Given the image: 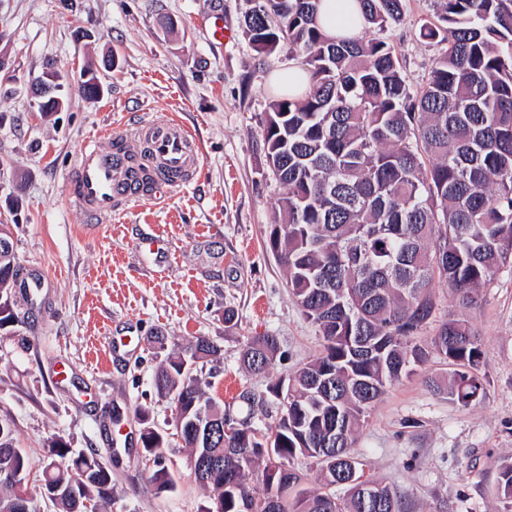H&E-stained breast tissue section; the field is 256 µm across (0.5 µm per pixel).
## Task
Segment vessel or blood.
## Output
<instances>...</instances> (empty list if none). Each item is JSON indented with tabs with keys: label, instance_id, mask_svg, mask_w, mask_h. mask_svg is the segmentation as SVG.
Listing matches in <instances>:
<instances>
[{
	"label": "vessel or blood",
	"instance_id": "obj_1",
	"mask_svg": "<svg viewBox=\"0 0 512 512\" xmlns=\"http://www.w3.org/2000/svg\"><path fill=\"white\" fill-rule=\"evenodd\" d=\"M111 148L85 144L70 180V196L92 222L111 218L118 201L159 199L168 187L193 181L200 148L175 119L144 125L135 140L116 135Z\"/></svg>",
	"mask_w": 512,
	"mask_h": 512
}]
</instances>
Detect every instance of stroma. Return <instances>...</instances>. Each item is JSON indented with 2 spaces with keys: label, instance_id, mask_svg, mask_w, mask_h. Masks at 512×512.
Instances as JSON below:
<instances>
[{
  "label": "stroma",
  "instance_id": "35a3bbf8",
  "mask_svg": "<svg viewBox=\"0 0 512 512\" xmlns=\"http://www.w3.org/2000/svg\"><path fill=\"white\" fill-rule=\"evenodd\" d=\"M246 0H0V225H8L18 265L45 274L44 308L0 335V417L37 458L52 437L95 449L112 470L105 512H203L209 491L195 482L190 451L175 435L169 400L153 374L167 351L210 337L222 349L205 363L206 392L248 413L237 395L267 389L320 348L314 326L288 293L270 242L282 187L264 151L263 113L271 78L299 65L279 50L259 57L244 34ZM230 39L212 41V14ZM435 0H404L401 21L382 32L420 88L440 45L419 36L435 20ZM115 58L112 70L100 67ZM100 68L103 91L80 90L81 73ZM58 72L64 105L39 111L32 83ZM174 117L201 150L194 182L161 200L126 204L101 224L68 198L82 146L110 134L135 137L140 125ZM439 314H465L480 340L485 397L462 407L431 393L424 380L447 374L430 356L372 407L355 449L368 470L399 492L404 512H504L495 493L501 461L512 457V267L501 269L460 309L439 286ZM237 312L224 321L225 308ZM167 338L154 346L155 332ZM277 336L280 350L261 375L248 373L246 337ZM27 349H20L18 339ZM168 435L171 491H158L138 452L137 410Z\"/></svg>",
  "mask_w": 512,
  "mask_h": 512
}]
</instances>
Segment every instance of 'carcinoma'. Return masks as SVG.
Listing matches in <instances>:
<instances>
[{
	"label": "carcinoma",
	"instance_id": "obj_1",
	"mask_svg": "<svg viewBox=\"0 0 512 512\" xmlns=\"http://www.w3.org/2000/svg\"><path fill=\"white\" fill-rule=\"evenodd\" d=\"M246 2L254 50L286 47L310 78L304 93L276 94L263 123L268 169L285 189L273 247L320 349L288 375V395L279 397V383L270 389L279 420L249 421L225 437L219 423L229 411L183 368L221 352L208 337L168 354L153 384L161 397L183 398L175 430L190 460L224 470L222 480L197 479L210 491L203 512H240L243 495L255 512H403L397 491L365 473L353 437L432 349L449 366L448 377L425 380L433 394L465 407L484 398L478 338L464 318L436 321L433 286L447 285L469 307L512 264V0H439L437 21L420 36L444 51L417 90L385 40L326 35L321 0H267L262 13ZM357 3L366 31L385 30L403 10V0ZM101 91L96 73L85 71L83 94ZM18 276L0 262V330L19 321ZM277 352L275 336H251L241 361L262 374ZM140 421L144 461L166 490L174 483L166 434L144 411ZM298 456L319 468L317 489L294 467ZM31 470L15 423L0 417V512L33 504ZM284 471L300 490L270 507ZM496 492L512 512V459L499 468ZM39 494L54 512H86L89 503L100 510L112 499V475L95 451L76 452L56 436L44 449Z\"/></svg>",
	"mask_w": 512,
	"mask_h": 512
}]
</instances>
